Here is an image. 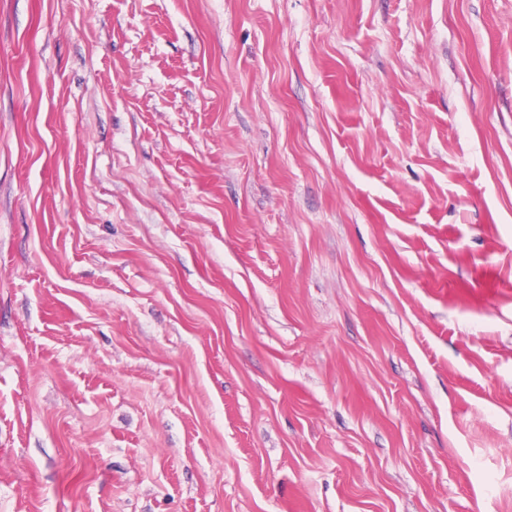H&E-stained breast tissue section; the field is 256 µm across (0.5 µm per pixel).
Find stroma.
<instances>
[{
  "instance_id": "1",
  "label": "stroma",
  "mask_w": 512,
  "mask_h": 512,
  "mask_svg": "<svg viewBox=\"0 0 512 512\" xmlns=\"http://www.w3.org/2000/svg\"><path fill=\"white\" fill-rule=\"evenodd\" d=\"M0 512H512V0H0Z\"/></svg>"
}]
</instances>
